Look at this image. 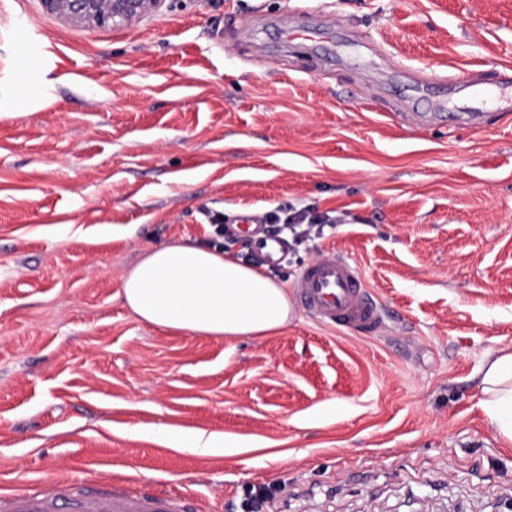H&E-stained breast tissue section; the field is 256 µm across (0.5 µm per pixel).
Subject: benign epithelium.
I'll return each mask as SVG.
<instances>
[{"label":"benign epithelium","mask_w":512,"mask_h":512,"mask_svg":"<svg viewBox=\"0 0 512 512\" xmlns=\"http://www.w3.org/2000/svg\"><path fill=\"white\" fill-rule=\"evenodd\" d=\"M166 0H40L47 13L61 21L84 27L126 28L162 10Z\"/></svg>","instance_id":"benign-epithelium-1"}]
</instances>
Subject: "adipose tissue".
Instances as JSON below:
<instances>
[{
  "label": "adipose tissue",
  "mask_w": 512,
  "mask_h": 512,
  "mask_svg": "<svg viewBox=\"0 0 512 512\" xmlns=\"http://www.w3.org/2000/svg\"><path fill=\"white\" fill-rule=\"evenodd\" d=\"M123 293L141 320L193 336H263L292 314L285 285L205 246L174 243L147 252L126 273ZM481 384L491 423L512 442V353L487 361Z\"/></svg>",
  "instance_id": "adipose-tissue-1"
}]
</instances>
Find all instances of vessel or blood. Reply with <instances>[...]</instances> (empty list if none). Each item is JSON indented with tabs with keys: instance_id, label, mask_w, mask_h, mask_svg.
Instances as JSON below:
<instances>
[{
	"instance_id": "obj_1",
	"label": "vessel or blood",
	"mask_w": 512,
	"mask_h": 512,
	"mask_svg": "<svg viewBox=\"0 0 512 512\" xmlns=\"http://www.w3.org/2000/svg\"><path fill=\"white\" fill-rule=\"evenodd\" d=\"M251 248L261 265H281L285 241L267 236L252 225ZM299 308L319 322L359 333L377 331L382 307L367 291L358 267L343 253L326 249L308 263L297 282ZM66 495L60 491H21L0 497V512H60ZM77 512H187L184 505L160 493L109 492L84 494Z\"/></svg>"
}]
</instances>
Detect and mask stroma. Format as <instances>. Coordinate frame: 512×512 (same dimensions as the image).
I'll list each match as a JSON object with an SVG mask.
<instances>
[{
    "label": "stroma",
    "instance_id": "1",
    "mask_svg": "<svg viewBox=\"0 0 512 512\" xmlns=\"http://www.w3.org/2000/svg\"><path fill=\"white\" fill-rule=\"evenodd\" d=\"M302 31L290 52L282 30ZM512 0H168L127 29L0 0V494L165 490L196 512H512L481 370L512 352ZM328 220L387 310L263 336L141 321L122 283L210 222ZM219 432L200 456L160 431Z\"/></svg>",
    "mask_w": 512,
    "mask_h": 512
}]
</instances>
